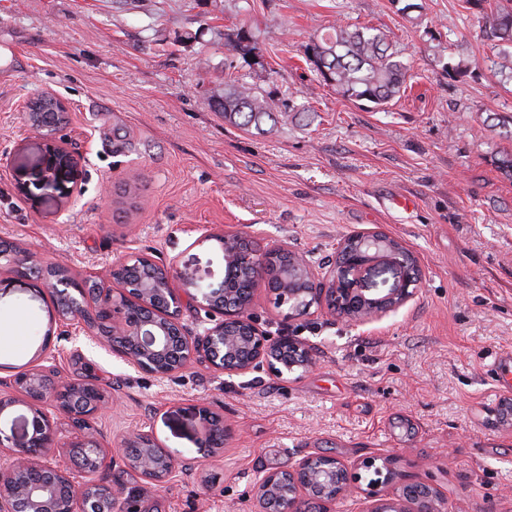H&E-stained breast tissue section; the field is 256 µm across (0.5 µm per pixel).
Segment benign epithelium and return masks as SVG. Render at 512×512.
<instances>
[{"label":"benign epithelium","mask_w":512,"mask_h":512,"mask_svg":"<svg viewBox=\"0 0 512 512\" xmlns=\"http://www.w3.org/2000/svg\"><path fill=\"white\" fill-rule=\"evenodd\" d=\"M22 111L33 130L46 132L42 178L50 184L58 170L72 162L57 134L69 108L62 99L44 93L26 99ZM278 253L271 249L258 258H245L255 270V287L267 284L268 268ZM37 262L29 250L0 241V287L31 279L54 296L61 336L70 335L69 327L74 324L86 325L81 299L95 289L97 308L111 311L106 342L112 353L157 378L169 377L192 362L230 375L266 368L279 377L305 373L316 365L312 349L298 336L288 332L274 338L261 330L251 315V305L234 301V290L204 288L172 264L157 271L146 254L113 263L103 276L93 274L80 280L63 267L55 275L37 274L33 270ZM376 267L395 276L393 287L382 295L369 293L365 286L366 275ZM349 278L350 286L341 287L333 269L317 288H279L273 294L279 303H288L290 320L304 316L315 305L333 319L356 325L380 320L415 296L406 262L395 252L372 254ZM112 281L123 286L120 300L108 288ZM187 306L204 312L209 325L199 332L183 325L181 315ZM0 386L11 390L0 393V418L19 405L30 414L14 420L11 434L0 429V512H114L120 491L95 479L104 448L90 432L70 444L83 478L82 484H76L71 472L54 459L58 431L45 409L50 405L81 427L107 408L112 398L88 379L60 381L55 370L42 363L1 378ZM189 410L201 426L200 447L208 457L219 455L234 433L233 424L202 401ZM123 458L127 467L156 483L165 482L179 464L148 433L125 442ZM354 489L355 476L345 462L308 454L290 469L263 475L255 489L256 512H329L327 504L346 498ZM370 498L366 512H444L438 487L418 480L400 482L393 499L377 493Z\"/></svg>","instance_id":"benign-epithelium-1"}]
</instances>
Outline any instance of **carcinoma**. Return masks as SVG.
<instances>
[{
  "instance_id": "1",
  "label": "carcinoma",
  "mask_w": 512,
  "mask_h": 512,
  "mask_svg": "<svg viewBox=\"0 0 512 512\" xmlns=\"http://www.w3.org/2000/svg\"><path fill=\"white\" fill-rule=\"evenodd\" d=\"M466 9L478 15L483 37L500 48V62L494 73L512 80V10L492 7L489 0H465ZM246 25L236 34L233 50L247 56L254 50ZM305 58L324 84L341 96L376 107L388 104L406 89L410 66L398 58L385 34L372 27L350 29L338 26L332 33L315 38L305 48ZM224 120L264 132L273 120L279 100L233 80L224 93L211 102Z\"/></svg>"
}]
</instances>
